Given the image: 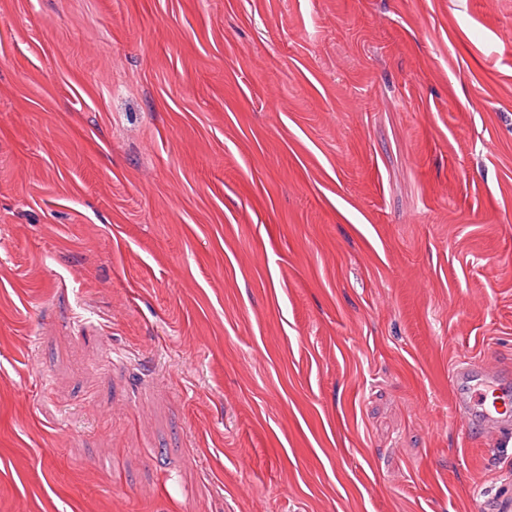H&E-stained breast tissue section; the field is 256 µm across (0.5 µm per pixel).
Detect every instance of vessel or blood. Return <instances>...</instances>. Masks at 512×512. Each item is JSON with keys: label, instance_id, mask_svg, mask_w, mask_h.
Listing matches in <instances>:
<instances>
[{"label": "vessel or blood", "instance_id": "b4317fda", "mask_svg": "<svg viewBox=\"0 0 512 512\" xmlns=\"http://www.w3.org/2000/svg\"><path fill=\"white\" fill-rule=\"evenodd\" d=\"M452 416L462 432L483 442L512 432V367L465 360L452 370Z\"/></svg>", "mask_w": 512, "mask_h": 512}]
</instances>
